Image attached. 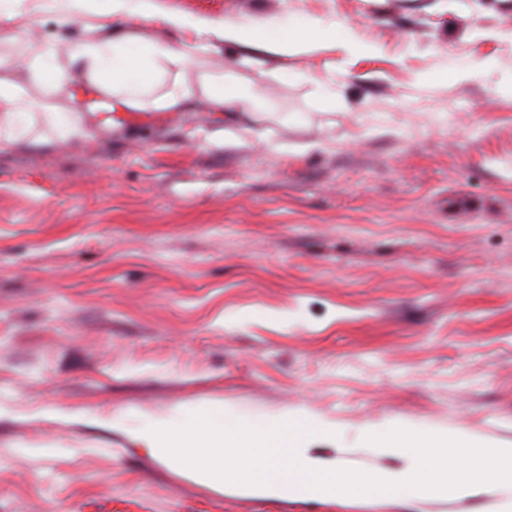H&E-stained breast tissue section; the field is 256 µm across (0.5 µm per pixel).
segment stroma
Returning a JSON list of instances; mask_svg holds the SVG:
<instances>
[{"label":"stroma","mask_w":512,"mask_h":512,"mask_svg":"<svg viewBox=\"0 0 512 512\" xmlns=\"http://www.w3.org/2000/svg\"><path fill=\"white\" fill-rule=\"evenodd\" d=\"M0 0V54L105 24L207 51L186 108L78 82L35 115L90 130L0 148V512H495L463 500L228 496L128 433L181 406L333 423L316 455L404 468L366 430L512 445V0ZM186 27L157 23L160 15ZM316 23L270 54L227 26ZM251 84L229 116L206 75ZM119 418L124 428L103 426ZM47 111L43 114V121L51 129L56 130L67 126L72 138L77 139L86 135V128L75 122L76 107L52 106L48 107Z\"/></svg>","instance_id":"stroma-1"}]
</instances>
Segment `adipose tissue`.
<instances>
[{
    "label": "adipose tissue",
    "mask_w": 512,
    "mask_h": 512,
    "mask_svg": "<svg viewBox=\"0 0 512 512\" xmlns=\"http://www.w3.org/2000/svg\"><path fill=\"white\" fill-rule=\"evenodd\" d=\"M313 30L312 24L299 20L286 31L275 25L261 30L228 28L224 37L242 45L262 43L268 49L279 50L287 48L289 42L310 37ZM194 52V46H161L133 30L117 37L106 30L90 39L72 41L69 61L64 65L57 63L51 46L26 61L0 55V145L33 138L31 99L16 81L19 69H26L33 85L44 91L69 83L74 73L80 71L89 77L94 93L121 97L133 108L143 107L157 95L164 108L177 110L192 96V85L180 81L163 92L159 89L161 79L168 66L187 62ZM203 87L211 102L222 111H237L254 98L249 86L226 83L220 74L207 76Z\"/></svg>",
    "instance_id": "1"
}]
</instances>
